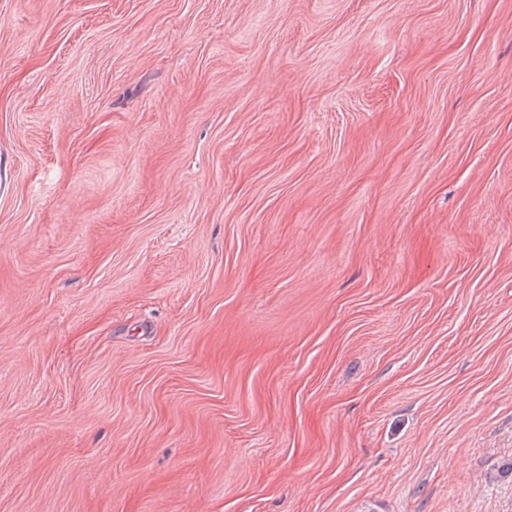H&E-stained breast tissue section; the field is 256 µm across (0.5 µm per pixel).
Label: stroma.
Masks as SVG:
<instances>
[{"mask_svg":"<svg viewBox=\"0 0 512 512\" xmlns=\"http://www.w3.org/2000/svg\"><path fill=\"white\" fill-rule=\"evenodd\" d=\"M0 512H512V0H0Z\"/></svg>","mask_w":512,"mask_h":512,"instance_id":"1","label":"stroma"}]
</instances>
